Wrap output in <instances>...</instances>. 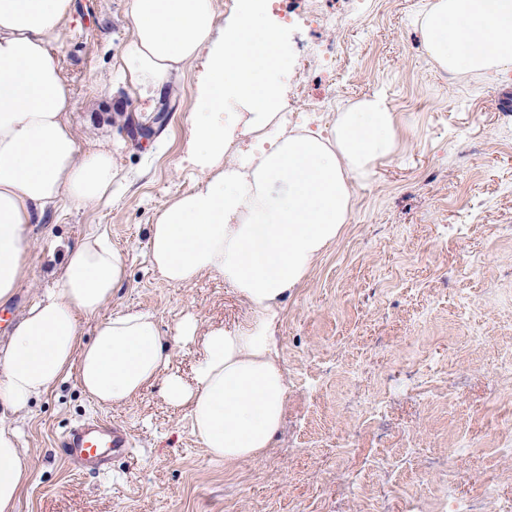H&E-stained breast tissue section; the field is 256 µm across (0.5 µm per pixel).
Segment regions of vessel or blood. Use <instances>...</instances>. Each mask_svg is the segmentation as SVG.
I'll return each instance as SVG.
<instances>
[{"instance_id":"b4317fda","label":"vessel or blood","mask_w":512,"mask_h":512,"mask_svg":"<svg viewBox=\"0 0 512 512\" xmlns=\"http://www.w3.org/2000/svg\"><path fill=\"white\" fill-rule=\"evenodd\" d=\"M60 450L70 459L107 467L113 460L129 456L132 439L120 426L91 418L73 424L60 438Z\"/></svg>"}]
</instances>
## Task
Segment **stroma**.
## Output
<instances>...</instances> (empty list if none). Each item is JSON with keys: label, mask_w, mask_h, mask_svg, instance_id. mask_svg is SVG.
Listing matches in <instances>:
<instances>
[{"label": "stroma", "mask_w": 512, "mask_h": 512, "mask_svg": "<svg viewBox=\"0 0 512 512\" xmlns=\"http://www.w3.org/2000/svg\"><path fill=\"white\" fill-rule=\"evenodd\" d=\"M428 0H363L354 26L334 33L299 26L290 41L344 40L332 72L289 71L287 93L327 106L328 126L377 95L395 118V153L357 183L341 239L282 302L275 335L288 375V406L273 448L232 466L211 460L183 409L160 385L121 406H98L74 378L34 399L16 426L31 474L16 512H448L437 492L450 446L479 451L456 462L458 496L494 484L512 503V461L495 449L512 414V72L453 76L432 65L415 24ZM127 0H74L61 66L73 90L82 147L102 141L122 169L110 205H67L34 225L28 277L0 306V339L55 287L66 248L106 233L127 275L102 316L155 315L170 333L186 315L244 325L247 306L223 281L166 283L147 255L148 227L173 196L199 187L182 162L188 118L204 70L171 77L178 106L154 135L128 115L147 103L118 80L131 37ZM98 416L124 426L130 458L97 473L61 457L57 440Z\"/></svg>", "instance_id": "stroma-1"}]
</instances>
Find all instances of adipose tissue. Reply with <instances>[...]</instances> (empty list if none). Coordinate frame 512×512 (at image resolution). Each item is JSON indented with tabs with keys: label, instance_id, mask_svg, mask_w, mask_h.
Masks as SVG:
<instances>
[{
	"label": "adipose tissue",
	"instance_id": "adipose-tissue-1",
	"mask_svg": "<svg viewBox=\"0 0 512 512\" xmlns=\"http://www.w3.org/2000/svg\"><path fill=\"white\" fill-rule=\"evenodd\" d=\"M267 0H239L216 26L214 0H128L133 36L120 70L144 95L197 60L187 159L202 187L174 196L149 226L148 255L165 281H224L245 303V326H203L186 316L164 338L155 316L98 314L126 277L120 249L91 235L68 249L58 286L29 306L0 347V416L27 410L75 376L100 405H120L160 384L186 408L212 460L263 457L283 424L288 383L275 327L281 302L336 244L353 187L396 149L394 117L378 96L338 113L326 130L287 131L277 118L281 26ZM73 0H0V305L27 277L32 228L68 204L111 203L121 178L109 145L85 149L59 56ZM428 58L464 75L512 70V0H430L417 20ZM97 318L90 342L82 320ZM202 337L191 380L172 369V344ZM31 460L0 419V512H15Z\"/></svg>",
	"mask_w": 512,
	"mask_h": 512
}]
</instances>
